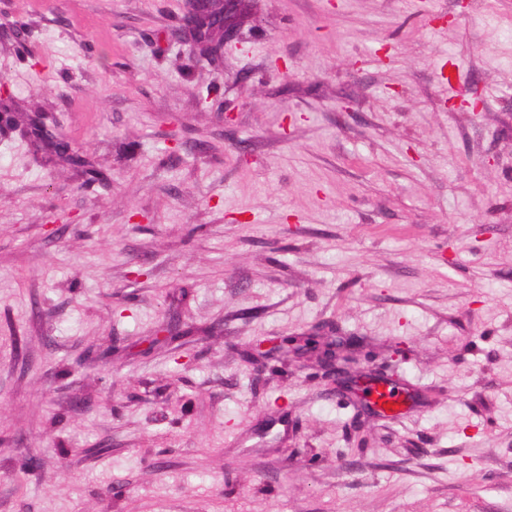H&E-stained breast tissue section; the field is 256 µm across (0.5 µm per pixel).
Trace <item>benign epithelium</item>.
<instances>
[{
    "label": "benign epithelium",
    "mask_w": 512,
    "mask_h": 512,
    "mask_svg": "<svg viewBox=\"0 0 512 512\" xmlns=\"http://www.w3.org/2000/svg\"><path fill=\"white\" fill-rule=\"evenodd\" d=\"M239 3L240 0H190L182 25L188 29L201 56L213 58L216 49L210 44V33L216 29L226 31V19L237 11ZM309 353L316 354L320 366L333 378L339 390L354 395L362 410L369 414L375 412L372 395L377 378L376 375L361 370L363 346L353 337L319 336L312 333L297 336L292 341L277 338L261 344L256 343L243 350V356L250 362Z\"/></svg>",
    "instance_id": "benign-epithelium-1"
}]
</instances>
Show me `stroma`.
Wrapping results in <instances>:
<instances>
[{
  "instance_id": "stroma-1",
  "label": "stroma",
  "mask_w": 512,
  "mask_h": 512,
  "mask_svg": "<svg viewBox=\"0 0 512 512\" xmlns=\"http://www.w3.org/2000/svg\"><path fill=\"white\" fill-rule=\"evenodd\" d=\"M188 3L0 0V512H512V0ZM240 0H191L184 14L182 25L188 29L201 56L212 60L216 48L210 44L213 30L226 32V19L237 11ZM319 336L308 334L297 336L289 341L277 338L261 344L250 345L242 355L249 361L255 359L276 360L289 354L305 355L315 353L320 366L333 378L336 387L342 392L354 395L361 408L367 413H375L371 399L373 387L377 386L375 374L366 373L359 366L363 346L359 340L345 336Z\"/></svg>"
}]
</instances>
